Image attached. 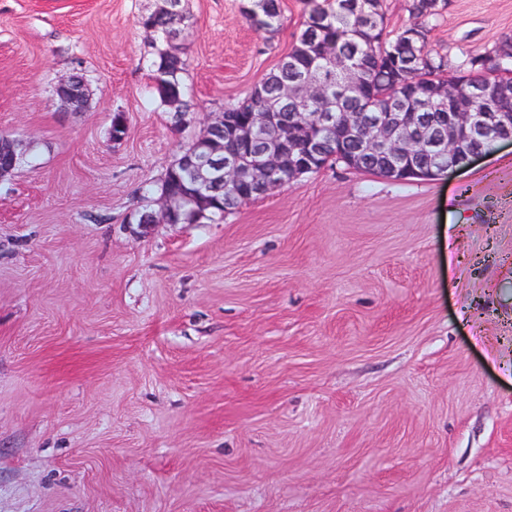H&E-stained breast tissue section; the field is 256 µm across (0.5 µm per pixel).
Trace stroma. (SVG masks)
I'll return each mask as SVG.
<instances>
[{
	"label": "stroma",
	"mask_w": 512,
	"mask_h": 512,
	"mask_svg": "<svg viewBox=\"0 0 512 512\" xmlns=\"http://www.w3.org/2000/svg\"><path fill=\"white\" fill-rule=\"evenodd\" d=\"M163 4L0 0V135L37 155L0 182V512H512V144L432 179L329 163L140 233L144 182L306 8L268 35L186 0L178 126L137 22ZM505 33L512 0H449L429 48ZM54 100L57 106L70 112H79L85 107L88 100L86 86L82 80L79 86L75 85V79L61 81L54 90Z\"/></svg>",
	"instance_id": "35a3bbf8"
}]
</instances>
